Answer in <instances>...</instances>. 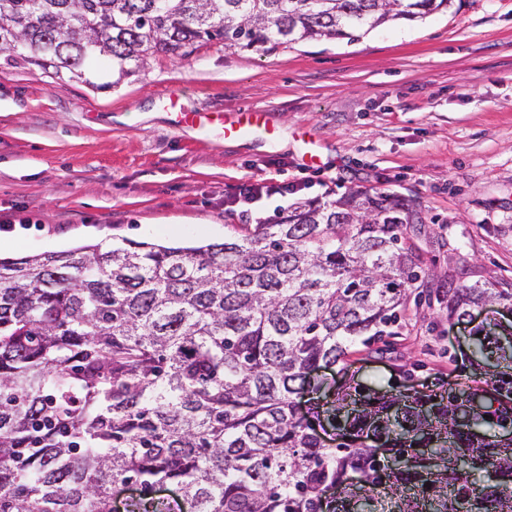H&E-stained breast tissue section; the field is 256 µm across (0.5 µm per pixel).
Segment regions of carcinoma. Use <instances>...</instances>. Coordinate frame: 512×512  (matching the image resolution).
I'll return each instance as SVG.
<instances>
[{"instance_id": "cac0c4a2", "label": "carcinoma", "mask_w": 512, "mask_h": 512, "mask_svg": "<svg viewBox=\"0 0 512 512\" xmlns=\"http://www.w3.org/2000/svg\"><path fill=\"white\" fill-rule=\"evenodd\" d=\"M451 0H0V51L82 78L119 77L210 42L264 49L352 38ZM413 196L350 189L270 224L184 248L124 239L108 251L0 259V512H512V336L486 332L482 380L440 392L321 394L318 372L396 336L410 303L448 320L512 292L437 281L413 238ZM314 395L307 412L296 397ZM343 442L323 443L312 419ZM461 416L470 424L462 428ZM431 486H426V483Z\"/></svg>"}]
</instances>
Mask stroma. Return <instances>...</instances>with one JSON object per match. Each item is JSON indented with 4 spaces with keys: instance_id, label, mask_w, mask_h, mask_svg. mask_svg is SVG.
<instances>
[{
    "instance_id": "1",
    "label": "stroma",
    "mask_w": 512,
    "mask_h": 512,
    "mask_svg": "<svg viewBox=\"0 0 512 512\" xmlns=\"http://www.w3.org/2000/svg\"><path fill=\"white\" fill-rule=\"evenodd\" d=\"M170 90L228 122L263 109L269 130L227 140L176 124L159 103ZM268 177L288 194L241 217L230 198ZM351 188L419 198L428 267L512 288V0H454L350 40L206 44L154 56L102 89L0 52L1 258L107 251L124 238L201 246ZM489 323L512 326V302L470 324L424 306L388 337L387 353L357 346L345 370L319 378L440 392L471 374V334Z\"/></svg>"
}]
</instances>
